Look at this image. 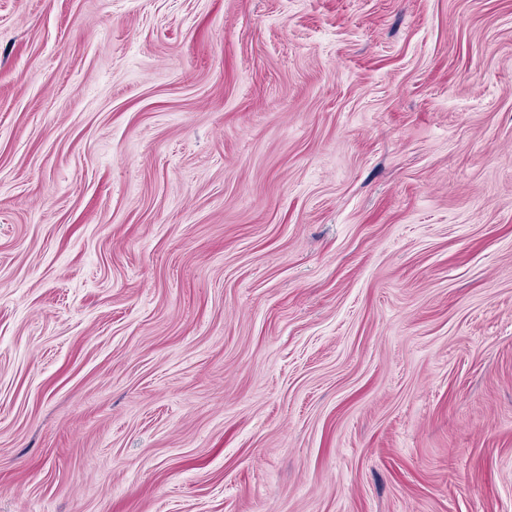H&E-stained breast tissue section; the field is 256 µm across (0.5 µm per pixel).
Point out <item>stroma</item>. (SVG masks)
I'll use <instances>...</instances> for the list:
<instances>
[{
  "instance_id": "1",
  "label": "stroma",
  "mask_w": 512,
  "mask_h": 512,
  "mask_svg": "<svg viewBox=\"0 0 512 512\" xmlns=\"http://www.w3.org/2000/svg\"><path fill=\"white\" fill-rule=\"evenodd\" d=\"M0 512H512V0H0Z\"/></svg>"
}]
</instances>
